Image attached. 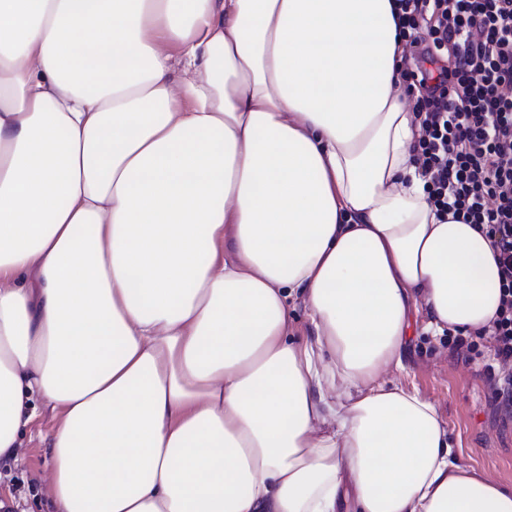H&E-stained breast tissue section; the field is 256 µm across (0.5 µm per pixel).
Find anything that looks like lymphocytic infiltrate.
<instances>
[{"label": "lymphocytic infiltrate", "mask_w": 512, "mask_h": 512, "mask_svg": "<svg viewBox=\"0 0 512 512\" xmlns=\"http://www.w3.org/2000/svg\"><path fill=\"white\" fill-rule=\"evenodd\" d=\"M402 77L418 89L421 172L439 219L476 225L495 250L501 297L456 353L489 344L502 369L492 400L512 413V0H396Z\"/></svg>", "instance_id": "f902f5d3"}]
</instances>
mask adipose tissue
Returning a JSON list of instances; mask_svg holds the SVG:
<instances>
[{"label":"adipose tissue","mask_w":512,"mask_h":512,"mask_svg":"<svg viewBox=\"0 0 512 512\" xmlns=\"http://www.w3.org/2000/svg\"><path fill=\"white\" fill-rule=\"evenodd\" d=\"M394 3L0 0V461L39 398L57 512H512L379 381L500 302Z\"/></svg>","instance_id":"obj_1"}]
</instances>
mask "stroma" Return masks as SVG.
Instances as JSON below:
<instances>
[{"label": "stroma", "instance_id": "stroma-1", "mask_svg": "<svg viewBox=\"0 0 512 512\" xmlns=\"http://www.w3.org/2000/svg\"><path fill=\"white\" fill-rule=\"evenodd\" d=\"M492 360L485 343L465 357L449 349L447 337L418 327L408 338L404 370L386 372L382 380L435 404L460 465L512 487V421L502 422L490 400L494 379L485 365ZM55 424L53 413L38 406L21 435L20 460L0 463V498L14 512H52L46 496L51 458L44 438Z\"/></svg>", "mask_w": 512, "mask_h": 512}]
</instances>
